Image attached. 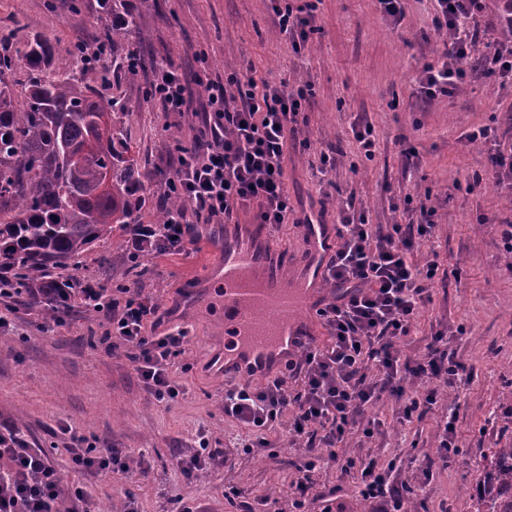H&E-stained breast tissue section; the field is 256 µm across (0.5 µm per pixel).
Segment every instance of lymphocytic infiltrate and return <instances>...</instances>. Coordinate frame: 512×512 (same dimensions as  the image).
<instances>
[{
  "label": "lymphocytic infiltrate",
  "instance_id": "lymphocytic-infiltrate-1",
  "mask_svg": "<svg viewBox=\"0 0 512 512\" xmlns=\"http://www.w3.org/2000/svg\"><path fill=\"white\" fill-rule=\"evenodd\" d=\"M319 2L274 4L278 28L294 52H301L318 30ZM437 5L432 23L450 40L420 72L419 97L431 102L451 96L478 73L512 85V39L502 37L512 30V0H496L491 12L486 0H437ZM127 68L143 72L142 92L160 111L180 116L191 111L198 119L192 145L178 148L165 182V195L180 196L186 206L164 226L134 225L130 259L184 252L196 225L227 224L241 211L274 227L290 220L295 208L285 184L284 158L288 137L297 132L314 95L311 83L273 84L251 70L206 83L172 64L145 60L136 47ZM198 84L205 90L199 104L192 91ZM435 214L423 205L417 223L384 230L370 224L352 202H343L337 211L336 253L325 278L333 295L317 311L326 340L302 345L275 378L224 386V416L243 431L239 447H267L281 424L291 438L306 439L295 467L294 512H302L304 493L324 463L339 465L375 512H412L397 460L358 464L341 459L338 450L353 432L368 438L381 433V421L369 415L379 402H400L399 419L409 422L437 406L445 388L469 377L445 331H433L420 355L402 350L442 270L439 257L423 265L412 260L431 240ZM77 295L83 307L105 315L111 348L130 350L143 389L159 405L184 395L169 366L182 354L187 332L161 330L153 297H115L103 288H82ZM70 454L81 471L125 472L130 467L129 455L119 448L75 447ZM62 499L69 501V512H81L85 493L79 487L64 490L46 450L29 447L17 429L0 426V512H55Z\"/></svg>",
  "mask_w": 512,
  "mask_h": 512
}]
</instances>
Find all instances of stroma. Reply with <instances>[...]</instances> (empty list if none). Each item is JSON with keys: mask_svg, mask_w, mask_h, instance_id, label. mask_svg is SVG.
Masks as SVG:
<instances>
[{"mask_svg": "<svg viewBox=\"0 0 512 512\" xmlns=\"http://www.w3.org/2000/svg\"><path fill=\"white\" fill-rule=\"evenodd\" d=\"M145 54L172 63L186 74L223 77L232 70L254 69L272 83L311 82L315 89L301 137L309 149H289L285 158L288 193L295 213L291 223L270 233L279 252L296 265L307 248L299 222L306 211L322 210L326 223L337 208L352 201L374 224H405L417 219L404 211L405 195L436 208L437 229L429 246L414 256L423 263L439 254L448 274L432 290V301L413 327L406 353L424 345L431 331L447 329L451 345L468 366L467 386L448 388L444 406L457 413L459 449L447 464L435 462L442 409L401 425L397 402L376 406L372 414L383 432L367 440L353 434L340 456L356 461L410 459L406 479L424 484L417 512H475L490 470V451L512 443L503 431L501 411L512 407V275L500 248L497 219L512 216V193L486 184L467 189L466 178L486 173L494 150H512V86L485 79L465 85L452 97L423 103L417 77L434 61L446 39L431 19L435 0H405V17L392 25L377 0H321L320 29L301 53L281 35L270 0H132ZM102 14L99 0H0V30L19 23L20 38L42 35L57 56L90 37ZM104 97H117L130 117L128 135L152 179L144 192L140 221H151L169 175L168 160L195 135L192 117L164 115L144 98L143 76L119 73L102 84L101 71L85 73ZM366 118L375 129L374 158L361 156L352 127ZM481 125L499 128L497 142L464 145L463 133ZM414 148L412 160L402 151ZM337 149L329 176L318 167L321 152ZM130 229L115 231L79 260L71 276L76 287L105 288L112 294L141 290L160 306L163 325L187 331L183 353L169 372L185 389L178 402L158 405L141 387L125 351H111L102 336L103 314L74 307L64 321L45 323L41 307L22 298H0V422L14 426L36 448L51 450L66 486L84 487L89 512H180L182 504L200 512H273L287 507L293 491L294 460L303 451L284 434L268 448L226 447L236 435L224 417L225 378L207 364L224 343L218 329L224 319L222 288L212 264L224 241L220 224H201L196 240L178 255L158 253L132 266ZM208 280L198 308L183 298ZM86 448H121L133 460L129 472L84 474L66 451L72 436ZM205 436L210 447L225 451L224 467L185 477L178 458ZM245 498L229 496V488ZM365 503L337 467L322 466L306 493L307 512H363Z\"/></svg>", "mask_w": 512, "mask_h": 512, "instance_id": "35a3bbf8", "label": "stroma"}]
</instances>
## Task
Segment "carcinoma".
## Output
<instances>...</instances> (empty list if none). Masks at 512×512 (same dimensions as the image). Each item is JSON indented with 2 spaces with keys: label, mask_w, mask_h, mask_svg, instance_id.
<instances>
[{
  "label": "carcinoma",
  "mask_w": 512,
  "mask_h": 512,
  "mask_svg": "<svg viewBox=\"0 0 512 512\" xmlns=\"http://www.w3.org/2000/svg\"><path fill=\"white\" fill-rule=\"evenodd\" d=\"M134 16L112 28V68L124 66ZM1 37L0 53V274L25 288L27 300L44 304L41 288H67L63 273L75 268L97 242L117 228L139 223L133 193L150 174L132 154L126 132L129 113L115 99L75 76L84 72L79 54L55 59L49 40L35 35L13 44ZM25 73V93L17 98L7 75ZM108 114L104 123L99 114ZM87 150L82 163L72 155ZM185 203L170 198L153 223H167ZM491 477L476 512H512V446L495 448Z\"/></svg>",
  "instance_id": "obj_1"
}]
</instances>
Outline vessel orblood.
Masks as SVG:
<instances>
[{"instance_id":"1","label":"vessel or blood","mask_w":512,"mask_h":512,"mask_svg":"<svg viewBox=\"0 0 512 512\" xmlns=\"http://www.w3.org/2000/svg\"><path fill=\"white\" fill-rule=\"evenodd\" d=\"M302 232L309 249L301 262L303 274L292 284L267 244L268 226H254L252 237L224 243V341L252 363L278 359L314 333L308 314L318 300L335 242L328 226L311 215Z\"/></svg>"}]
</instances>
